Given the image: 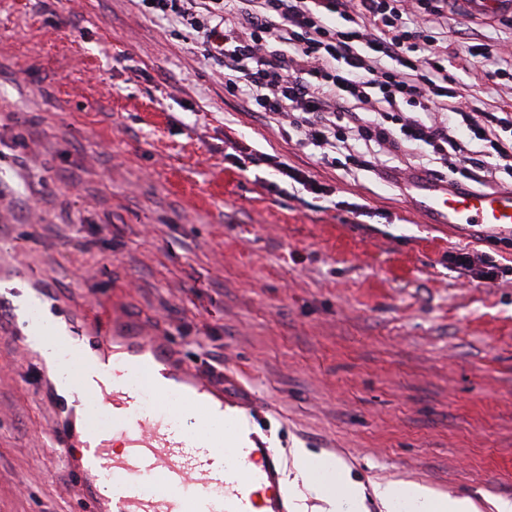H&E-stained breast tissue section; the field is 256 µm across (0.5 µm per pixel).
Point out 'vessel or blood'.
Here are the masks:
<instances>
[{"mask_svg": "<svg viewBox=\"0 0 512 512\" xmlns=\"http://www.w3.org/2000/svg\"><path fill=\"white\" fill-rule=\"evenodd\" d=\"M448 3L469 19L512 17V0ZM416 188L430 223L512 235L510 190H453L428 180ZM60 340L77 348L81 364L71 393L92 397L111 418L110 426H90L83 458L111 483L112 512H289L280 456L251 428L249 411L202 370L175 359L166 337L126 322L112 331L110 362L82 348L71 329ZM144 387L154 410L134 398Z\"/></svg>", "mask_w": 512, "mask_h": 512, "instance_id": "1", "label": "vessel or blood"}]
</instances>
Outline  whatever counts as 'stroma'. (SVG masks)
Listing matches in <instances>:
<instances>
[{"mask_svg": "<svg viewBox=\"0 0 512 512\" xmlns=\"http://www.w3.org/2000/svg\"><path fill=\"white\" fill-rule=\"evenodd\" d=\"M174 28L140 0H0V512L86 507L80 448L48 445L74 413L19 347L29 296L84 335L115 312L223 366L266 417L294 512L323 506L299 448L361 483L365 512H387L374 488L390 481L495 512L512 499V275L468 282L450 256L512 266V239L428 223V164H321ZM511 33L448 13L455 46ZM265 154L327 195L288 192Z\"/></svg>", "mask_w": 512, "mask_h": 512, "instance_id": "35a3bbf8", "label": "stroma"}]
</instances>
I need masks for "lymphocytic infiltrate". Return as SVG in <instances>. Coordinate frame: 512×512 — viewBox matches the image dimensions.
Masks as SVG:
<instances>
[{
    "instance_id": "lymphocytic-infiltrate-1",
    "label": "lymphocytic infiltrate",
    "mask_w": 512,
    "mask_h": 512,
    "mask_svg": "<svg viewBox=\"0 0 512 512\" xmlns=\"http://www.w3.org/2000/svg\"><path fill=\"white\" fill-rule=\"evenodd\" d=\"M142 2L195 36L247 111L288 127L322 161L353 159L363 142L478 184L512 178V55L481 42L451 49L448 0ZM480 60L492 88L508 91L491 110L460 78Z\"/></svg>"
}]
</instances>
